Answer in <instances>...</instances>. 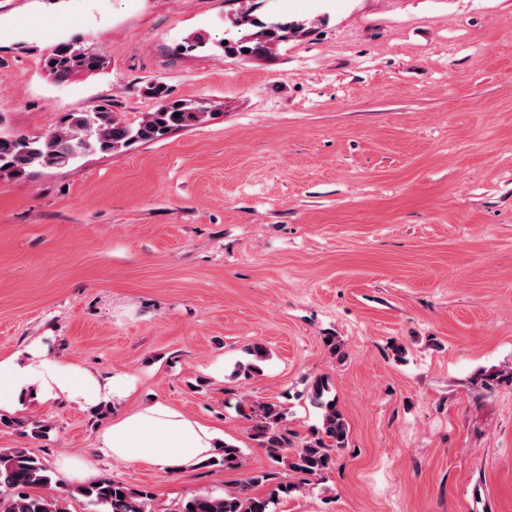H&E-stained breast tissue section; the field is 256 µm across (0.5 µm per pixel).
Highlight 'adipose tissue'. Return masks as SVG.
Masks as SVG:
<instances>
[{"mask_svg":"<svg viewBox=\"0 0 512 512\" xmlns=\"http://www.w3.org/2000/svg\"><path fill=\"white\" fill-rule=\"evenodd\" d=\"M31 389L38 390L43 401L64 399L85 408L128 393L113 379L48 358L36 343L28 347L25 356L0 358V412L17 411L20 397ZM223 441L215 428L161 403L120 413L98 437L105 456L167 472L195 468L213 456Z\"/></svg>","mask_w":512,"mask_h":512,"instance_id":"ef3b65f1","label":"adipose tissue"}]
</instances>
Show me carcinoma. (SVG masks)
<instances>
[{
	"mask_svg": "<svg viewBox=\"0 0 512 512\" xmlns=\"http://www.w3.org/2000/svg\"><path fill=\"white\" fill-rule=\"evenodd\" d=\"M239 27L256 31L242 37L227 39L224 53L244 58L268 52L272 45L288 38V24L265 23L245 11L237 20ZM106 59L88 47L61 42L43 55L44 68L59 82L74 73L104 69ZM146 93L159 100L157 107L144 113L135 123L125 121L109 108L92 112H71L41 138H27L1 127L0 175L20 178L36 167L62 168L71 165L81 154H113L137 144L160 140L177 129L205 123L214 115L206 99L171 100L161 83L150 84ZM251 360L238 365L236 374L255 377L262 371L266 349L255 343L247 349ZM327 382L316 379L308 393L310 403L320 411V424L299 445L288 438L283 413L275 403L251 402L243 406V417L252 422L251 436L257 446L265 449L274 462L284 464L299 477V482L277 480L275 473L263 472L248 476L234 490L222 496L196 494L185 500L179 512H271L275 499L288 496L301 484L327 471L332 462L331 449L347 443L348 425L336 398L328 396ZM220 463L226 469L240 465V448L224 443ZM50 483L46 466L22 448L0 449V512H66L57 498H45L32 489ZM271 485L265 495H256L257 485ZM74 491L99 508V512H148L154 493L133 489L124 482L102 477Z\"/></svg>",
	"mask_w": 512,
	"mask_h": 512,
	"instance_id": "1",
	"label": "carcinoma"
}]
</instances>
